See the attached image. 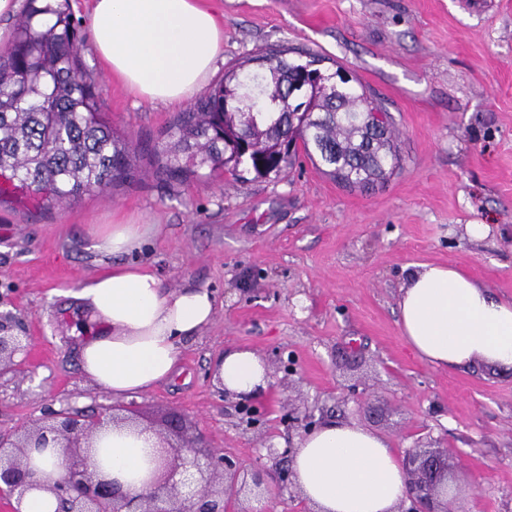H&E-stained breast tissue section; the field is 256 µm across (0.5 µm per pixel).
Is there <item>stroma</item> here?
Returning a JSON list of instances; mask_svg holds the SVG:
<instances>
[{
    "instance_id": "obj_1",
    "label": "stroma",
    "mask_w": 512,
    "mask_h": 512,
    "mask_svg": "<svg viewBox=\"0 0 512 512\" xmlns=\"http://www.w3.org/2000/svg\"><path fill=\"white\" fill-rule=\"evenodd\" d=\"M224 28L208 85L259 51L316 54L343 70L394 119L402 166L370 188H348L305 154L279 177L239 180L201 170L180 181L158 149L180 110L141 100L97 64L101 109L132 140L130 177L107 191L36 210L0 199V311L34 339L32 357L0 377V429L48 409L112 404L81 374L80 290L103 270L96 228L132 216L145 233L130 262L172 288L215 301L212 323L183 341L172 376L133 395L142 425L183 434L276 474L268 447L299 445L292 409L447 455L466 484L464 512H512V370H449L416 357L399 325L400 289L420 264L468 272L512 300V0H200ZM492 235L470 240L467 225ZM251 349L266 363L259 431L220 397L212 365ZM294 357L286 376L281 357ZM364 392L349 396L347 386Z\"/></svg>"
}]
</instances>
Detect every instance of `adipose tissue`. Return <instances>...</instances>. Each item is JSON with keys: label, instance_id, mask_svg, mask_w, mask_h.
Listing matches in <instances>:
<instances>
[{"label": "adipose tissue", "instance_id": "ef3b65f1", "mask_svg": "<svg viewBox=\"0 0 512 512\" xmlns=\"http://www.w3.org/2000/svg\"><path fill=\"white\" fill-rule=\"evenodd\" d=\"M92 51L130 91L152 103L189 101L215 70L224 30L198 0H93ZM140 246L137 224H113L97 249L113 259L84 288L87 321L80 369L113 397L144 393L169 377L183 338L214 317L212 295L174 291L147 267L123 262ZM399 323L421 359L451 370L476 363L512 368V301L494 297L467 273L439 264L411 272L401 290ZM214 379L248 396L266 391L269 376L253 352H224ZM104 472L133 490L152 476L158 436L144 428H112L95 442ZM294 477L318 512H394L407 497V477L383 437L336 421L305 437L292 458Z\"/></svg>", "mask_w": 512, "mask_h": 512}]
</instances>
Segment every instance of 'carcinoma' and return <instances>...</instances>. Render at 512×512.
I'll return each instance as SVG.
<instances>
[{
    "label": "carcinoma",
    "mask_w": 512,
    "mask_h": 512,
    "mask_svg": "<svg viewBox=\"0 0 512 512\" xmlns=\"http://www.w3.org/2000/svg\"><path fill=\"white\" fill-rule=\"evenodd\" d=\"M81 46L68 0H27L0 53V176L38 204L108 188L130 173L129 142L103 118ZM251 63L257 90L241 77ZM316 63L290 60L281 49L226 71L171 126L160 151L167 173L183 179L220 166L237 179L278 176L296 155L288 145L298 143L346 187L387 179L401 168L390 113Z\"/></svg>",
    "instance_id": "1"
}]
</instances>
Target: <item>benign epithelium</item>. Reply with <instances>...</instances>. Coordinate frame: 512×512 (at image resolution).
<instances>
[{
  "label": "benign epithelium",
  "mask_w": 512,
  "mask_h": 512,
  "mask_svg": "<svg viewBox=\"0 0 512 512\" xmlns=\"http://www.w3.org/2000/svg\"><path fill=\"white\" fill-rule=\"evenodd\" d=\"M30 337L10 314L0 316V376L17 368L14 357L28 352ZM129 413L127 417L116 410ZM100 407L81 412L61 409L50 420L33 427L0 431V497L7 498L10 512H24L27 494L45 491L57 501V512H227L225 496L250 488L247 506L236 512H267L264 473L245 476L239 461L215 448L194 444L163 443L154 475L141 491H127L121 483L102 475L95 464L93 443L110 424H133L135 407ZM235 409L241 425L259 426L254 401L240 399ZM304 434L322 422L309 412L289 415ZM61 448L62 472L56 479H42L31 462V450ZM401 464L408 478L410 507L399 512H451L447 502L448 459L426 447L408 450Z\"/></svg>",
  "instance_id": "1"
}]
</instances>
